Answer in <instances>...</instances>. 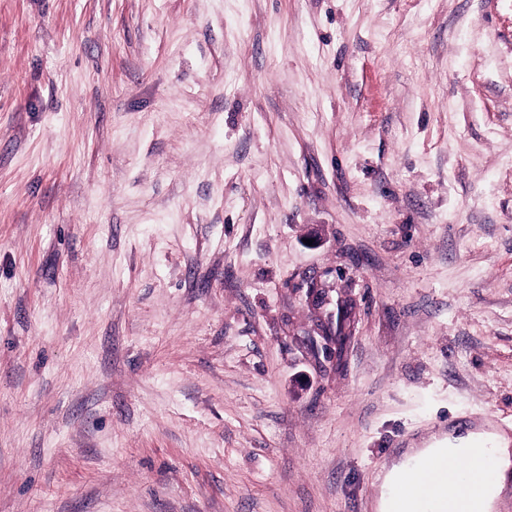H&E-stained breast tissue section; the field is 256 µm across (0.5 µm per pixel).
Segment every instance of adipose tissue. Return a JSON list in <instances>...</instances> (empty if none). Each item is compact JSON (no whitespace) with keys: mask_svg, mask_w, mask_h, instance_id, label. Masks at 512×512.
Segmentation results:
<instances>
[{"mask_svg":"<svg viewBox=\"0 0 512 512\" xmlns=\"http://www.w3.org/2000/svg\"><path fill=\"white\" fill-rule=\"evenodd\" d=\"M486 448L490 482L480 488L471 503L472 512H494L501 487L512 472V439L501 430L483 427L452 430L426 448H413L394 462L385 478L379 512H423L422 506L436 494L446 492L448 471L471 467L470 454L475 446Z\"/></svg>","mask_w":512,"mask_h":512,"instance_id":"obj_1","label":"adipose tissue"}]
</instances>
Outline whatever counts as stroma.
<instances>
[{
    "instance_id": "35a3bbf8",
    "label": "stroma",
    "mask_w": 512,
    "mask_h": 512,
    "mask_svg": "<svg viewBox=\"0 0 512 512\" xmlns=\"http://www.w3.org/2000/svg\"><path fill=\"white\" fill-rule=\"evenodd\" d=\"M485 423L512 0H0V512H376Z\"/></svg>"
}]
</instances>
